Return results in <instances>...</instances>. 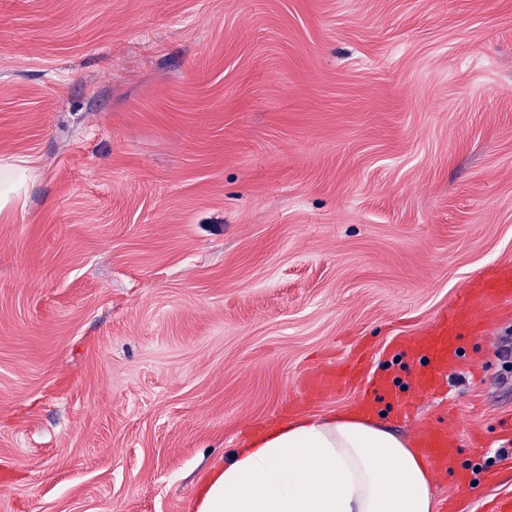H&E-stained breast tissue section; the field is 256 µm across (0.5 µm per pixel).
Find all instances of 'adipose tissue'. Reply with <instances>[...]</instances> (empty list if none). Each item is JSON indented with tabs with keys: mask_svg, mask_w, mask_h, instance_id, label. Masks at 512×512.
<instances>
[{
	"mask_svg": "<svg viewBox=\"0 0 512 512\" xmlns=\"http://www.w3.org/2000/svg\"><path fill=\"white\" fill-rule=\"evenodd\" d=\"M416 449L355 411L302 415L252 433L216 462L195 512H436Z\"/></svg>",
	"mask_w": 512,
	"mask_h": 512,
	"instance_id": "ef3b65f1",
	"label": "adipose tissue"
}]
</instances>
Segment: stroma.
Here are the masks:
<instances>
[{"instance_id":"1","label":"stroma","mask_w":512,"mask_h":512,"mask_svg":"<svg viewBox=\"0 0 512 512\" xmlns=\"http://www.w3.org/2000/svg\"><path fill=\"white\" fill-rule=\"evenodd\" d=\"M0 512H194L314 361L512 265V0H0ZM512 304L378 420L512 451ZM485 448L473 459L471 435ZM28 168L22 166H7L2 169L0 210L14 201H18L19 190L24 183Z\"/></svg>"}]
</instances>
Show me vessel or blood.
<instances>
[{
  "label": "vessel or blood",
  "instance_id": "1",
  "mask_svg": "<svg viewBox=\"0 0 512 512\" xmlns=\"http://www.w3.org/2000/svg\"><path fill=\"white\" fill-rule=\"evenodd\" d=\"M511 301V270L480 278L475 287L462 291L454 307L436 326L392 341L394 355L400 357L405 366L404 382H396L377 371L368 372L361 359L345 358L307 372L303 379L306 398L319 401L340 395L356 379L363 377L367 386L355 397L362 410H371L374 403L384 402L398 412H405L403 391L410 389L423 397L434 395L441 388L447 372L464 361L467 335L485 334L499 307ZM415 437L422 455L440 473L453 475L460 481L467 480L468 473L458 465V453L448 430L424 426L418 429Z\"/></svg>",
  "mask_w": 512,
  "mask_h": 512
}]
</instances>
